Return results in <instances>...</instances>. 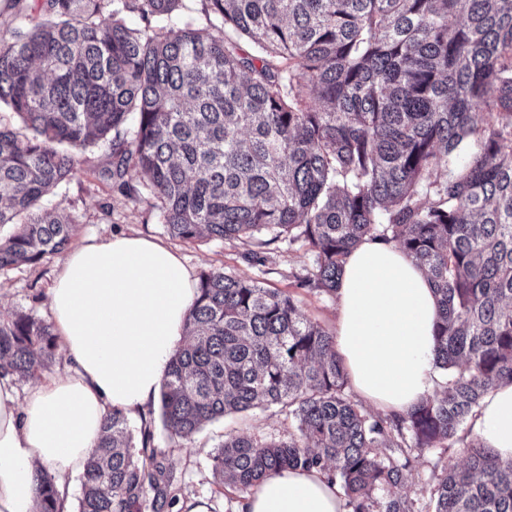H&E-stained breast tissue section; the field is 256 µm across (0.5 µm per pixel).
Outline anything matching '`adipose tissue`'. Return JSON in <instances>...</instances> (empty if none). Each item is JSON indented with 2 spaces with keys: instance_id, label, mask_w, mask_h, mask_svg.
Listing matches in <instances>:
<instances>
[{
  "instance_id": "ef3b65f1",
  "label": "adipose tissue",
  "mask_w": 512,
  "mask_h": 512,
  "mask_svg": "<svg viewBox=\"0 0 512 512\" xmlns=\"http://www.w3.org/2000/svg\"><path fill=\"white\" fill-rule=\"evenodd\" d=\"M196 292L181 258L145 237L114 236L67 253L48 296L65 370L24 395L14 376L0 373V512H37L41 468L67 495L107 415L135 416L156 402ZM438 315L426 274L396 243L367 240L349 254L334 334L365 400L403 415L434 393ZM469 426L484 447L512 460V384L491 390ZM238 512L350 510L323 472L283 469L252 487Z\"/></svg>"
}]
</instances>
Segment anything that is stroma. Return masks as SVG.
Segmentation results:
<instances>
[{
    "label": "stroma",
    "mask_w": 512,
    "mask_h": 512,
    "mask_svg": "<svg viewBox=\"0 0 512 512\" xmlns=\"http://www.w3.org/2000/svg\"><path fill=\"white\" fill-rule=\"evenodd\" d=\"M108 159L101 148L85 152L80 169L70 181L62 183L47 198V205L71 214L78 230L74 244L112 235H138L162 243L177 252L192 278L221 269L225 273L250 278L262 287L292 294L305 317L326 328L336 324L337 300L315 290L301 287L303 277L312 272L315 254L306 242L281 239L268 244L260 239H201L186 243L170 238L148 201H133L112 184L104 181L100 170ZM60 256L33 265L0 270V318L26 312L50 320L48 290L58 272ZM134 438L151 432L152 447L161 449L163 462L177 478L180 504L173 512H185L183 505L206 501L209 512H234L242 498L240 492L221 487L212 471L210 455L226 434H256L273 438L287 437L295 423L276 406H261L245 416H227L207 424L191 440L171 443L163 429L158 406L130 420ZM459 439L451 448H432L413 455L405 471L398 495L410 498L417 512H432L430 489L434 478L447 461H463L465 445L472 439L469 427H461Z\"/></svg>",
    "instance_id": "obj_1"
}]
</instances>
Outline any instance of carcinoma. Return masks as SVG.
<instances>
[{
    "instance_id": "carcinoma-1",
    "label": "carcinoma",
    "mask_w": 512,
    "mask_h": 512,
    "mask_svg": "<svg viewBox=\"0 0 512 512\" xmlns=\"http://www.w3.org/2000/svg\"><path fill=\"white\" fill-rule=\"evenodd\" d=\"M188 2L6 0L19 27L0 36V104L26 132L0 121V226L16 225L0 270L68 248L74 219L43 200L98 145L103 174L151 199L174 239H304L316 260L303 287L334 295L354 248L395 242L438 295L445 376L406 415L362 410L334 333L294 296L220 269L199 277L160 410L174 441L276 405L296 431L224 438L211 467L226 487L316 468L352 512H415L392 493L409 456L451 447L483 397L512 384V0H199L203 28ZM57 347L33 314L0 321L4 373L38 377ZM104 429L78 512H169L176 477L151 432L136 447L117 409ZM37 482L39 512H61L54 478ZM433 496L434 512H512V460L471 442Z\"/></svg>"
}]
</instances>
